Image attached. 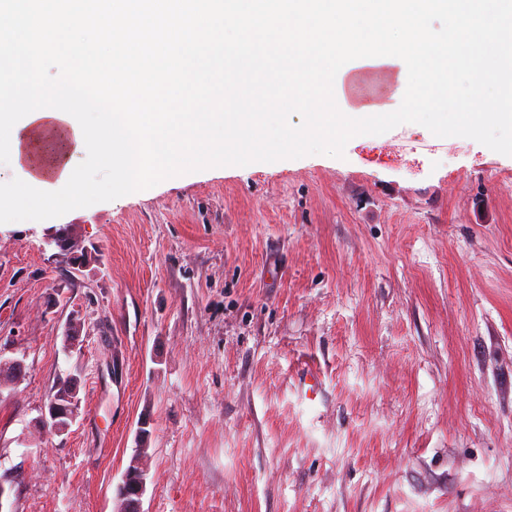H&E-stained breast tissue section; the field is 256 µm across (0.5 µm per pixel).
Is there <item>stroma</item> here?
<instances>
[{
  "instance_id": "1",
  "label": "stroma",
  "mask_w": 512,
  "mask_h": 512,
  "mask_svg": "<svg viewBox=\"0 0 512 512\" xmlns=\"http://www.w3.org/2000/svg\"><path fill=\"white\" fill-rule=\"evenodd\" d=\"M0 360V512H113L138 446L145 512H512V156L413 124L0 224ZM73 378H67L64 380H60L55 387V393L53 394V400L48 404L47 413L42 420V426L45 428H50L55 433H63L66 431L70 425V422L73 419L75 410L77 409L78 401L75 397L68 398V400L72 403V405L68 406L67 409L61 410L62 406L56 404L54 399L63 392H66L69 387L73 383ZM61 407V408H60ZM67 417V422H59V418Z\"/></svg>"
}]
</instances>
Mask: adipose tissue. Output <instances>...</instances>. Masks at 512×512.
<instances>
[{"mask_svg":"<svg viewBox=\"0 0 512 512\" xmlns=\"http://www.w3.org/2000/svg\"><path fill=\"white\" fill-rule=\"evenodd\" d=\"M18 164L35 180L57 185L67 163L79 155L71 123L39 117L17 131Z\"/></svg>","mask_w":512,"mask_h":512,"instance_id":"obj_1","label":"adipose tissue"}]
</instances>
